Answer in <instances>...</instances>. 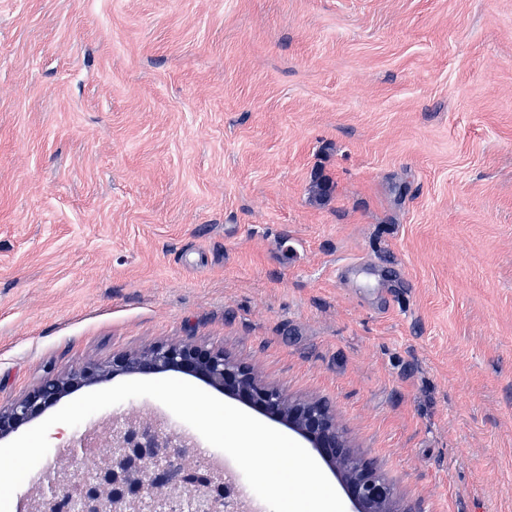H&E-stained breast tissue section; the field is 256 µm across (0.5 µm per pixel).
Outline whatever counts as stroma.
I'll return each instance as SVG.
<instances>
[{"label": "stroma", "mask_w": 512, "mask_h": 512, "mask_svg": "<svg viewBox=\"0 0 512 512\" xmlns=\"http://www.w3.org/2000/svg\"><path fill=\"white\" fill-rule=\"evenodd\" d=\"M175 341L512 512V0H0V402Z\"/></svg>", "instance_id": "1"}]
</instances>
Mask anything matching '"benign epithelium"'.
Wrapping results in <instances>:
<instances>
[{
  "label": "benign epithelium",
  "mask_w": 512,
  "mask_h": 512,
  "mask_svg": "<svg viewBox=\"0 0 512 512\" xmlns=\"http://www.w3.org/2000/svg\"><path fill=\"white\" fill-rule=\"evenodd\" d=\"M117 372L194 377L305 439L336 474L353 512H401L393 484L372 460L351 451L327 402L294 400L224 351L192 342L159 344L116 355L108 365L49 374L29 394L0 405V438L76 389ZM107 434V452L97 468L89 472L80 466L71 477L50 484L33 501L31 512H56L61 500L73 512H239L233 497L215 492L224 485V474L185 459V449L192 447L186 438L125 414L109 419Z\"/></svg>",
  "instance_id": "1"
}]
</instances>
